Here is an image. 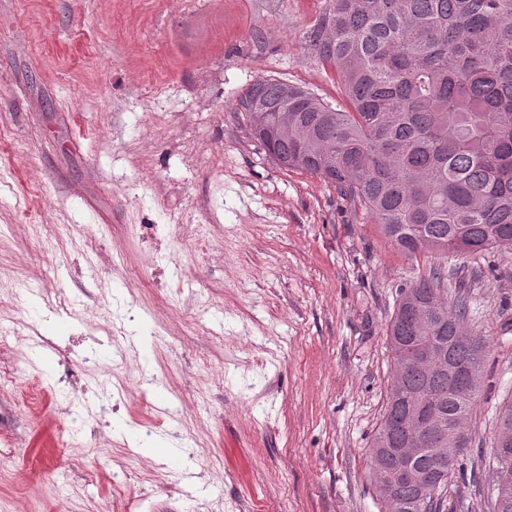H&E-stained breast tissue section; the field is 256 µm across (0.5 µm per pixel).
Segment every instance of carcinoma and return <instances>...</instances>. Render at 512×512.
Wrapping results in <instances>:
<instances>
[{
	"instance_id": "1",
	"label": "carcinoma",
	"mask_w": 512,
	"mask_h": 512,
	"mask_svg": "<svg viewBox=\"0 0 512 512\" xmlns=\"http://www.w3.org/2000/svg\"><path fill=\"white\" fill-rule=\"evenodd\" d=\"M332 70L343 101L294 84L253 92L268 150L331 184L378 224L406 258L423 261L409 292L428 322L397 296L387 326L388 405L372 443L370 482L384 512H407L420 489L394 478L403 464L394 440L405 425L403 397L437 404L442 425L428 432L415 461L440 484L458 465L453 441L466 439L489 353L471 327V300L448 296L460 268L448 260L489 249L512 251V0H331L307 33ZM444 349L467 373L448 392V374L415 360L408 345ZM484 462L495 483L492 512H512V398L499 408Z\"/></svg>"
}]
</instances>
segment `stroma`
I'll return each instance as SVG.
<instances>
[{"mask_svg": "<svg viewBox=\"0 0 512 512\" xmlns=\"http://www.w3.org/2000/svg\"><path fill=\"white\" fill-rule=\"evenodd\" d=\"M329 4L0 0V512H381L418 267L237 110L262 78L339 99L306 42ZM457 264L490 351L442 510L490 512L512 251Z\"/></svg>", "mask_w": 512, "mask_h": 512, "instance_id": "stroma-1", "label": "stroma"}]
</instances>
